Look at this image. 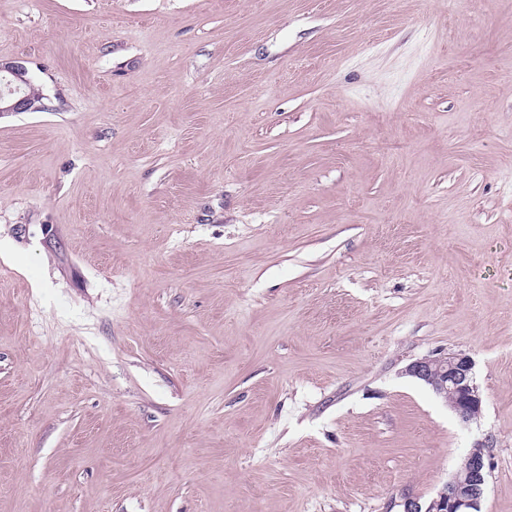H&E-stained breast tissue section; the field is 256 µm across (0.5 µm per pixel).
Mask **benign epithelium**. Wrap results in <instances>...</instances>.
Here are the masks:
<instances>
[{
	"label": "benign epithelium",
	"instance_id": "7a95c632",
	"mask_svg": "<svg viewBox=\"0 0 512 512\" xmlns=\"http://www.w3.org/2000/svg\"><path fill=\"white\" fill-rule=\"evenodd\" d=\"M0 114L36 112L43 105L34 104L25 93L27 69L19 61H0ZM407 371L429 385L463 423L477 420L483 400L473 377V361L463 353H439L419 358ZM488 483L485 445L470 449L463 467L443 485L427 505L414 498L404 501L403 512H480Z\"/></svg>",
	"mask_w": 512,
	"mask_h": 512
}]
</instances>
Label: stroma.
<instances>
[{"label": "stroma", "instance_id": "35a3bbf8", "mask_svg": "<svg viewBox=\"0 0 512 512\" xmlns=\"http://www.w3.org/2000/svg\"><path fill=\"white\" fill-rule=\"evenodd\" d=\"M0 60V512H403L480 442L512 512V0H0ZM27 69L25 65L19 61H11L3 63L0 61V79L3 82L4 90L0 91V114L5 112H36L44 108L41 101L39 88H36L29 82ZM25 85V87H24ZM25 88V90H24ZM29 94L32 99L25 93ZM473 361L463 353H439L419 358L407 371L429 385L463 423L476 421L483 400L473 377Z\"/></svg>", "mask_w": 512, "mask_h": 512}]
</instances>
